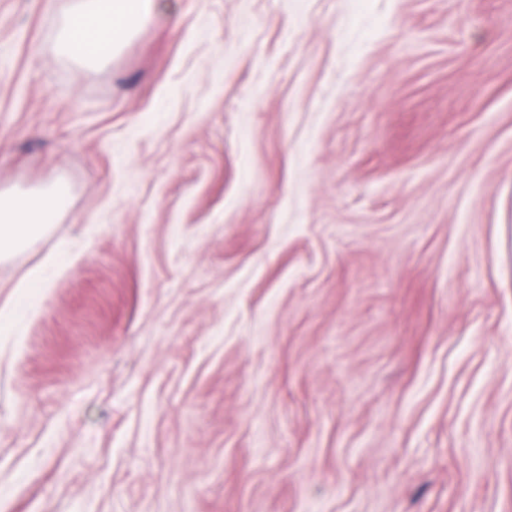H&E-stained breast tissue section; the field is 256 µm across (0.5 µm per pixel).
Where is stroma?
I'll use <instances>...</instances> for the list:
<instances>
[{
  "label": "stroma",
  "mask_w": 512,
  "mask_h": 512,
  "mask_svg": "<svg viewBox=\"0 0 512 512\" xmlns=\"http://www.w3.org/2000/svg\"><path fill=\"white\" fill-rule=\"evenodd\" d=\"M0 0V512H512V0ZM163 0H70L58 33L59 51L95 66L122 47L163 6ZM103 45L102 53L90 51ZM67 190L58 185L50 190L23 195L0 194V259L24 249L41 237L52 218L66 204ZM63 265V257L55 258L44 267L30 272L20 282L18 288H44L49 281L59 272ZM25 312L16 305L0 307V335L19 336L25 321Z\"/></svg>",
  "instance_id": "obj_1"
}]
</instances>
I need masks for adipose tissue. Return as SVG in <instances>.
<instances>
[{"mask_svg": "<svg viewBox=\"0 0 512 512\" xmlns=\"http://www.w3.org/2000/svg\"><path fill=\"white\" fill-rule=\"evenodd\" d=\"M161 0H69L58 33L59 51L83 66L114 54L160 9ZM67 190L0 194V259L28 247L66 204Z\"/></svg>", "mask_w": 512, "mask_h": 512, "instance_id": "ef3b65f1", "label": "adipose tissue"}]
</instances>
